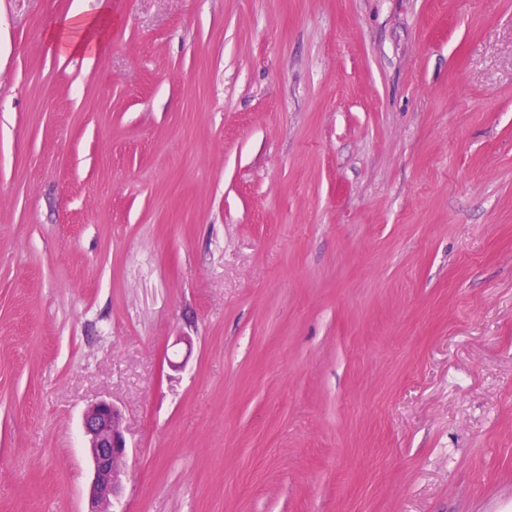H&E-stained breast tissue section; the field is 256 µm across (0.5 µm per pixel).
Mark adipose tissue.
<instances>
[{"label": "adipose tissue", "mask_w": 512, "mask_h": 512, "mask_svg": "<svg viewBox=\"0 0 512 512\" xmlns=\"http://www.w3.org/2000/svg\"><path fill=\"white\" fill-rule=\"evenodd\" d=\"M112 23L107 0H100L96 12L79 8L58 22L49 32L52 46L62 54L94 55L106 41V32Z\"/></svg>", "instance_id": "ef3b65f1"}]
</instances>
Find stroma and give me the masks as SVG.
<instances>
[{"instance_id":"1","label":"stroma","mask_w":512,"mask_h":512,"mask_svg":"<svg viewBox=\"0 0 512 512\" xmlns=\"http://www.w3.org/2000/svg\"><path fill=\"white\" fill-rule=\"evenodd\" d=\"M97 2L0 0V512L101 396L121 512H512V0ZM100 1L96 13L78 8L50 30L49 40L59 53L92 56L103 48L112 14L107 0Z\"/></svg>"}]
</instances>
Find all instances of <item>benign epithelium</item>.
<instances>
[{
  "label": "benign epithelium",
  "mask_w": 512,
  "mask_h": 512,
  "mask_svg": "<svg viewBox=\"0 0 512 512\" xmlns=\"http://www.w3.org/2000/svg\"><path fill=\"white\" fill-rule=\"evenodd\" d=\"M82 428L84 448L93 467L86 512H109L121 491L127 458L121 412L112 401L97 399L85 410Z\"/></svg>",
  "instance_id": "benign-epithelium-1"
}]
</instances>
